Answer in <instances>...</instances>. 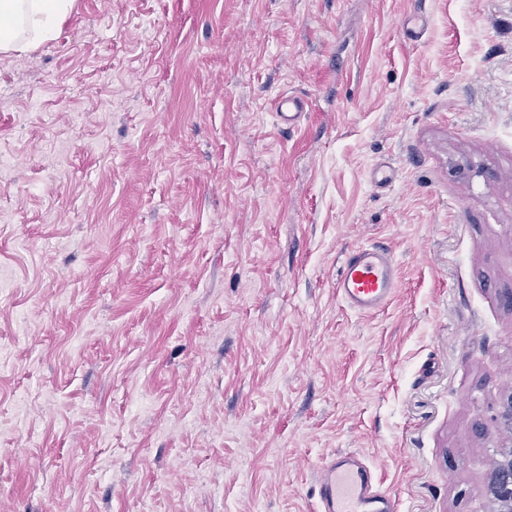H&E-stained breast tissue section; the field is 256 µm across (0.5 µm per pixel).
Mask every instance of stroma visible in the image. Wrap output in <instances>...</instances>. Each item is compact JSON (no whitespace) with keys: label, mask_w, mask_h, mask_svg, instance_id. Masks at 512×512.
<instances>
[{"label":"stroma","mask_w":512,"mask_h":512,"mask_svg":"<svg viewBox=\"0 0 512 512\" xmlns=\"http://www.w3.org/2000/svg\"><path fill=\"white\" fill-rule=\"evenodd\" d=\"M0 154V512H315L340 453L397 512H489L512 0H75L0 53ZM303 102L293 96L284 95L274 102V110L280 119L283 129H291L293 124L302 116ZM397 288L395 265L385 248L350 251L336 282V295L350 309L369 314L384 308Z\"/></svg>","instance_id":"obj_1"}]
</instances>
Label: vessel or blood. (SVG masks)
<instances>
[{
  "label": "vessel or blood",
  "instance_id": "b4317fda",
  "mask_svg": "<svg viewBox=\"0 0 512 512\" xmlns=\"http://www.w3.org/2000/svg\"><path fill=\"white\" fill-rule=\"evenodd\" d=\"M303 103L293 96L275 100L274 110L284 129L302 115ZM397 288L395 265L381 247L350 251L336 283V295L350 309L369 314L384 308ZM317 512H395L396 504L374 485V474L355 454L326 460L317 479Z\"/></svg>",
  "mask_w": 512,
  "mask_h": 512
}]
</instances>
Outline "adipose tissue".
<instances>
[{
	"instance_id": "ef3b65f1",
	"label": "adipose tissue",
	"mask_w": 512,
	"mask_h": 512,
	"mask_svg": "<svg viewBox=\"0 0 512 512\" xmlns=\"http://www.w3.org/2000/svg\"><path fill=\"white\" fill-rule=\"evenodd\" d=\"M73 0H0V52H25L51 39Z\"/></svg>"
}]
</instances>
